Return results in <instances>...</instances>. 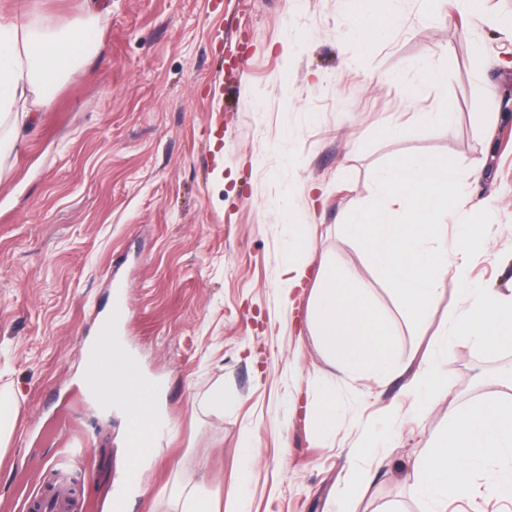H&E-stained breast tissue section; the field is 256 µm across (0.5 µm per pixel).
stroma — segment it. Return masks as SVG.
Segmentation results:
<instances>
[{"instance_id":"1","label":"stroma","mask_w":512,"mask_h":512,"mask_svg":"<svg viewBox=\"0 0 512 512\" xmlns=\"http://www.w3.org/2000/svg\"><path fill=\"white\" fill-rule=\"evenodd\" d=\"M354 2L107 0L87 57L32 92L45 105L31 122L0 128V389L15 414L0 512H36L26 490L57 471L78 477L80 512H107L120 493L121 419L76 386L117 284L129 314L115 336L174 428L127 512H182L175 493L192 485L218 512H430L408 477L428 438L454 409L512 397V353L486 358L466 341L450 344L427 397L407 390L449 309L469 301L447 279L413 327L340 228L390 159L449 157L492 214L468 279L512 294V0H485L482 17L458 0H391L398 26L366 37ZM27 8L63 27L82 0ZM446 108L452 127L417 119ZM391 120L401 137L383 136ZM298 224L370 292L404 368L382 387L339 382L329 430L310 383L333 369L307 329V295L284 288ZM359 473L369 484L356 496Z\"/></svg>"}]
</instances>
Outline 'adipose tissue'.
<instances>
[{"mask_svg":"<svg viewBox=\"0 0 512 512\" xmlns=\"http://www.w3.org/2000/svg\"><path fill=\"white\" fill-rule=\"evenodd\" d=\"M88 51L81 28L58 31L0 13V126L24 122L30 92L58 84L63 65L82 60ZM288 250V289L310 290L309 330L337 374L362 372L380 382L390 378L396 370V338L367 289L357 286L354 274L327 262L317 276H309L306 225H296ZM109 386L123 405L128 430H145V458L153 460L162 436L146 428L162 418L157 399H141L117 375ZM481 465L485 495L512 498L511 400L452 410L447 429L429 439L413 466L415 490L424 501L443 506L472 493L470 470Z\"/></svg>","mask_w":512,"mask_h":512,"instance_id":"1","label":"adipose tissue"}]
</instances>
